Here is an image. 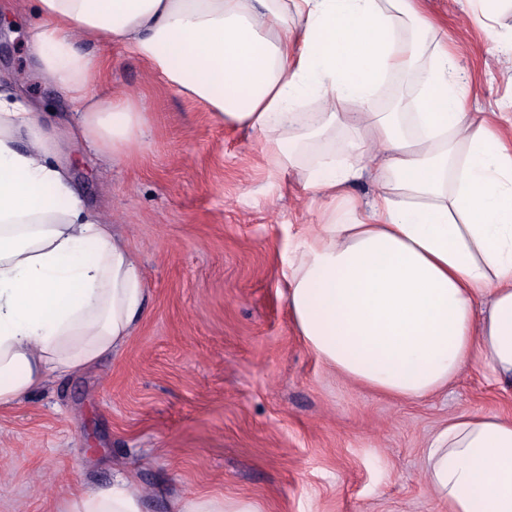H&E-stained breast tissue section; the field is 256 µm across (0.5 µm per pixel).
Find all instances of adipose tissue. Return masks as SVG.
<instances>
[{
  "label": "adipose tissue",
  "mask_w": 512,
  "mask_h": 512,
  "mask_svg": "<svg viewBox=\"0 0 512 512\" xmlns=\"http://www.w3.org/2000/svg\"><path fill=\"white\" fill-rule=\"evenodd\" d=\"M38 12L34 63L77 110L70 136L100 156H131L148 123L135 96L95 92L105 63L76 43L105 36L220 124L263 134L272 169L304 168L327 206L285 277L318 360L404 400L467 367L512 381V146L465 111L419 0H38ZM412 71L413 111H373L384 80ZM340 131L344 158L331 148L302 167L305 146ZM364 156L378 170L368 206L348 192ZM144 304L138 259L74 189L51 115L0 93V408L120 351ZM423 455L446 512H512L511 417L453 415ZM143 500L119 475L60 512H143Z\"/></svg>",
  "instance_id": "ef3b65f1"
}]
</instances>
